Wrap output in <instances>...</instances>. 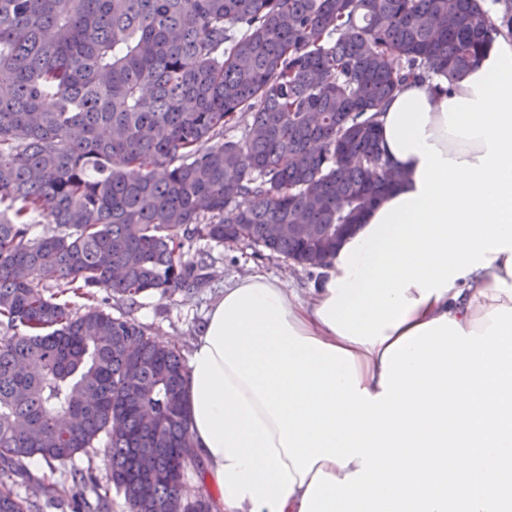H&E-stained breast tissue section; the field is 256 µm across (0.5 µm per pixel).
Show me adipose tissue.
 <instances>
[{
  "label": "adipose tissue",
  "instance_id": "adipose-tissue-1",
  "mask_svg": "<svg viewBox=\"0 0 512 512\" xmlns=\"http://www.w3.org/2000/svg\"><path fill=\"white\" fill-rule=\"evenodd\" d=\"M404 180L363 214L308 296L254 274L237 288L278 294L297 335L351 352L381 393L385 351L432 320L464 331L512 308V37L500 34L453 82H411L379 117Z\"/></svg>",
  "mask_w": 512,
  "mask_h": 512
}]
</instances>
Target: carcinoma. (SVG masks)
<instances>
[{"mask_svg":"<svg viewBox=\"0 0 512 512\" xmlns=\"http://www.w3.org/2000/svg\"><path fill=\"white\" fill-rule=\"evenodd\" d=\"M500 2L497 26L483 0H0V325L24 328L0 336V512H40L13 488L25 460L102 435L130 512H210L186 496L180 352L64 296L201 288L194 237L336 255L357 194L394 185L378 115L512 31Z\"/></svg>","mask_w":512,"mask_h":512,"instance_id":"1","label":"carcinoma"}]
</instances>
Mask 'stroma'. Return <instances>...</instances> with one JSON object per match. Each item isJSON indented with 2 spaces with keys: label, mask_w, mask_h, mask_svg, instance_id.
I'll return each instance as SVG.
<instances>
[{
  "label": "stroma",
  "mask_w": 512,
  "mask_h": 512,
  "mask_svg": "<svg viewBox=\"0 0 512 512\" xmlns=\"http://www.w3.org/2000/svg\"><path fill=\"white\" fill-rule=\"evenodd\" d=\"M185 250L192 256L201 251L208 255L206 283L202 288L191 293L178 292L165 297L157 293L146 294L140 297L137 307L132 310L127 309L118 298L99 289L92 301L77 300V309H84L90 303L115 316L131 313L133 318L148 328L158 343L176 348L187 358L191 355L195 336L210 305L223 295L225 286L237 278L260 271L287 281L290 288L304 295L323 276L322 269L302 267L281 258L261 255L243 243L217 245L196 239L187 242ZM72 465L92 472L100 485L101 494L111 504L110 512H129L123 493L107 479L103 446H96L89 452L77 455Z\"/></svg>",
  "instance_id": "obj_1"
}]
</instances>
